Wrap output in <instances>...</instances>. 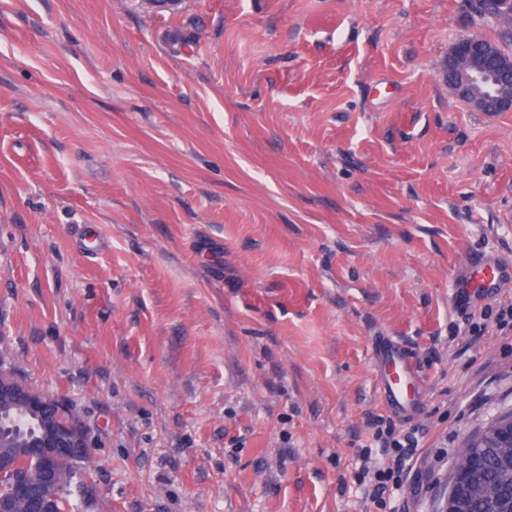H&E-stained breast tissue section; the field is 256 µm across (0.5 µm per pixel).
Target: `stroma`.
Listing matches in <instances>:
<instances>
[{
	"mask_svg": "<svg viewBox=\"0 0 512 512\" xmlns=\"http://www.w3.org/2000/svg\"><path fill=\"white\" fill-rule=\"evenodd\" d=\"M465 2L0 0V353L76 406L100 512H441L512 412V324L451 279L512 263V112L441 75ZM381 336L424 384L377 505ZM509 415L511 416L512 414L502 415L495 420L489 421L474 436L469 437L463 442L457 450L454 472H467L472 467L474 463V451L472 448H479L486 442V438L495 432L498 420L503 416ZM372 425L373 441L379 443L380 448H385L388 461L385 468L374 473V483L371 490H365V494L369 499L380 500L390 482L408 479L412 470V467L409 468V462L416 458L419 449L418 440L412 435L407 434L399 438L396 434V425L391 419L373 415ZM390 449L392 452H389Z\"/></svg>",
	"mask_w": 512,
	"mask_h": 512,
	"instance_id": "obj_1",
	"label": "stroma"
}]
</instances>
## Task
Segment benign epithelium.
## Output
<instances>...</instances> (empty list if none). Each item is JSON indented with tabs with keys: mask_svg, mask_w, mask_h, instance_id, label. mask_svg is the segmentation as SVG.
<instances>
[{
	"mask_svg": "<svg viewBox=\"0 0 512 512\" xmlns=\"http://www.w3.org/2000/svg\"><path fill=\"white\" fill-rule=\"evenodd\" d=\"M496 56L489 53L481 40L472 36L457 37L448 48V68L458 74V81L448 84V89L460 97L474 82H489L493 86L481 110L512 112V97L500 95L494 87L503 82ZM8 397L17 406H28L38 411L45 424L39 447L29 449L30 455L38 458L42 466V479L46 488L57 486L55 463L65 459L74 466L83 465L84 460L94 454L91 434L79 417L69 411L60 401L49 398L31 385L23 382L0 356V395ZM11 464L0 463V479L12 476V496L0 500V512H13L15 503L29 498L25 481L13 476Z\"/></svg>",
	"mask_w": 512,
	"mask_h": 512,
	"instance_id": "benign-epithelium-1",
	"label": "benign epithelium"
}]
</instances>
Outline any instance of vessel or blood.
<instances>
[{
	"label": "vessel or blood",
	"mask_w": 512,
	"mask_h": 512,
	"mask_svg": "<svg viewBox=\"0 0 512 512\" xmlns=\"http://www.w3.org/2000/svg\"><path fill=\"white\" fill-rule=\"evenodd\" d=\"M512 283V265L502 264L492 255H480L456 271L457 291L469 298ZM375 361L380 371L379 388L386 403L401 413H416L417 405L404 396L407 389H420L421 376L405 346L389 337H380L375 346Z\"/></svg>",
	"instance_id": "vessel-or-blood-1"
}]
</instances>
